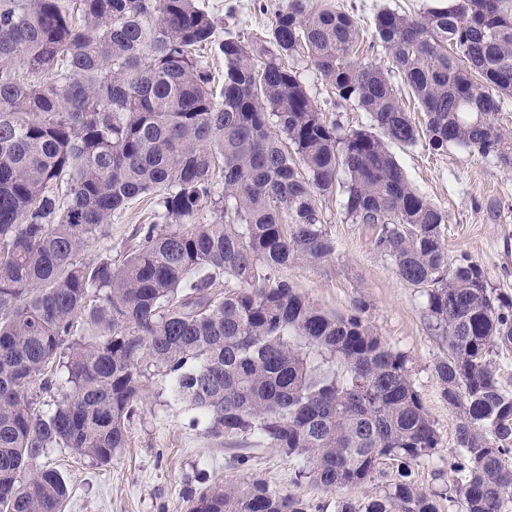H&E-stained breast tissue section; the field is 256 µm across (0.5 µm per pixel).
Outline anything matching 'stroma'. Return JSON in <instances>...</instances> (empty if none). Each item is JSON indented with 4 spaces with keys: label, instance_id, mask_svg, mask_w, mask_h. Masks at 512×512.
<instances>
[{
    "label": "stroma",
    "instance_id": "stroma-1",
    "mask_svg": "<svg viewBox=\"0 0 512 512\" xmlns=\"http://www.w3.org/2000/svg\"><path fill=\"white\" fill-rule=\"evenodd\" d=\"M204 3L219 22L220 37L252 43L267 38L274 15L287 0ZM331 3L359 24L358 56L384 66L386 54L372 36L375 13L389 8L411 17L423 12L429 0ZM294 67L328 120L347 130L370 129L368 113L340 100L311 66L298 61ZM389 150L412 186L446 215L442 236L450 259L478 263L492 288L512 296V171L492 156L457 147L434 150L424 138L412 145L390 143ZM319 204L335 254L321 263L283 266L276 275L329 313H349L358 299L367 303V322L405 355L410 378L439 437L433 457L413 466L412 479L436 491L438 512H461L459 502L443 495L459 459L458 420L434 375L436 362L448 354V340L432 328L424 289L402 281L393 260L377 249L379 226L347 220L341 194L322 197ZM151 220L147 199L130 203L112 222L107 244L113 258H122L136 227ZM239 450L248 458L242 466L231 462ZM43 462L58 470L70 488L64 512H188L190 493L255 480L298 498L306 512H335L336 491L298 478L292 457L257 442L239 449L208 435L198 410L176 398L170 383L158 377L152 378L148 398L130 425L128 448L110 465H97L67 448L54 450Z\"/></svg>",
    "mask_w": 512,
    "mask_h": 512
}]
</instances>
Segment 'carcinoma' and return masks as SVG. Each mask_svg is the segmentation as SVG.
Segmentation results:
<instances>
[{
  "label": "carcinoma",
  "instance_id": "obj_1",
  "mask_svg": "<svg viewBox=\"0 0 512 512\" xmlns=\"http://www.w3.org/2000/svg\"><path fill=\"white\" fill-rule=\"evenodd\" d=\"M313 2L288 0L256 47L216 40L201 0H0V512H62L68 485L37 461L69 448L110 464L154 376L211 436L279 448L325 489L359 490L390 463L378 493L339 497L336 512H437V493L411 479L439 439L405 356L363 302L336 316L275 278L335 253L318 199L338 189L348 220L381 225L377 248L426 287L448 338L434 367L458 417L448 500L464 512L512 502V392L496 363L512 354V300L481 265L449 259L445 216L386 145L424 136L512 168V138L495 122L512 95V0L379 10L373 37L392 73L355 58L348 13ZM214 43L218 90L200 56ZM290 56L376 132L328 121ZM140 197L154 200V221L124 262L107 247L87 256ZM206 208L220 221H201ZM190 501L189 512H305L261 481Z\"/></svg>",
  "mask_w": 512,
  "mask_h": 512
}]
</instances>
